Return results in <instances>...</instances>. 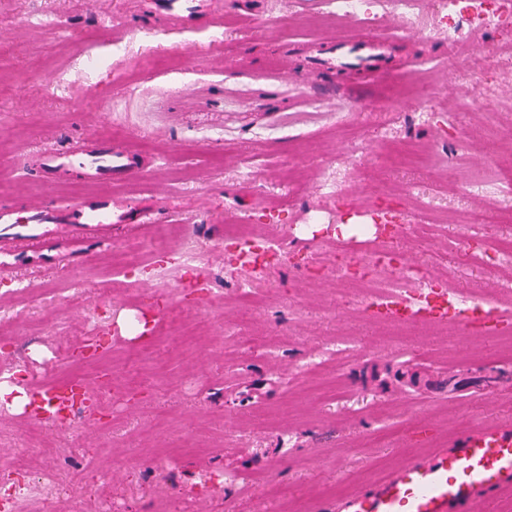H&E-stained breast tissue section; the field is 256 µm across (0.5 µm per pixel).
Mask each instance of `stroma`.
<instances>
[{
    "label": "stroma",
    "mask_w": 512,
    "mask_h": 512,
    "mask_svg": "<svg viewBox=\"0 0 512 512\" xmlns=\"http://www.w3.org/2000/svg\"><path fill=\"white\" fill-rule=\"evenodd\" d=\"M220 0L221 28L158 31L138 0H0V204L24 211L28 201H72L90 193L80 180L54 185L30 167L29 153L66 150L99 134L163 164L128 188L133 203L160 199L155 224L177 228L201 250L209 281L195 287L159 285L149 271L133 276L109 260L132 242L149 262L175 267L179 250L155 251L151 230L112 227L108 246L81 263L60 255L52 264L30 256L0 278V375L21 386L80 376L95 380L82 359H60L56 346L80 350L94 342L96 358L112 375V397L76 430L49 427L62 448L57 476L81 512L126 501L128 512H318L322 501L375 482L407 457L483 422L512 423V348L500 337L477 338L449 325L425 324L399 334L383 330L389 315L363 295L322 279L332 262V232L293 234L291 227L320 211L331 224L378 208L393 198L395 276L400 263L426 267L437 287L474 298L504 288L469 259L485 242L512 238V224L483 236L442 213L493 207L495 195L466 193L470 174L495 179L496 165L512 162V24L489 31L464 29L457 44L438 28L443 0H423L419 30L400 29L389 41V72L369 79L313 69L310 50L344 31L343 18L325 17V0ZM126 48L112 55L113 44ZM489 62L481 76L473 58ZM99 61L95 76L84 62ZM413 60L428 81L425 97L392 101L393 84L411 78ZM492 89V108L461 111L466 96ZM411 112L429 120L409 124ZM433 146L427 163L392 167L380 161L384 133ZM255 170L252 181L240 169ZM330 170L341 197L319 194L317 175ZM267 224L281 254L252 275L262 308L253 331L272 337L274 354L239 348L240 311L235 269L224 227ZM24 281L27 297L14 294ZM205 319L202 334L178 342L156 323L166 303ZM147 314L146 337L166 343L164 371L132 368L126 323ZM141 384L129 391L131 375ZM335 380L337 396L321 399L316 381ZM23 403L0 415V471L26 449L29 475L41 472L42 449L29 446ZM191 437L196 446L180 451ZM169 454L154 468V454ZM107 468V482L91 472ZM238 477L231 491L208 473Z\"/></svg>",
    "instance_id": "stroma-1"
}]
</instances>
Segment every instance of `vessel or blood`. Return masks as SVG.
I'll use <instances>...</instances> for the list:
<instances>
[{
    "instance_id": "b4317fda",
    "label": "vessel or blood",
    "mask_w": 512,
    "mask_h": 512,
    "mask_svg": "<svg viewBox=\"0 0 512 512\" xmlns=\"http://www.w3.org/2000/svg\"><path fill=\"white\" fill-rule=\"evenodd\" d=\"M143 15L160 24L200 30L220 26L215 0H139ZM326 66L350 73L379 75L385 58L379 43L352 26L322 47ZM36 163L53 180L78 174L97 186V193L77 203L31 204L25 212L0 205V274L9 273L19 257L20 243L45 255L87 256L91 247L108 244L116 224H147L151 210L129 206L108 187L147 176L153 161L141 160L127 148L101 136H90L67 151H50ZM392 314L414 322L454 318L482 334L497 331L501 322L492 305L460 295L428 297L415 304L397 303ZM512 499V425L474 428L429 455L404 461L372 486L338 502L326 512H491L494 504Z\"/></svg>"
}]
</instances>
